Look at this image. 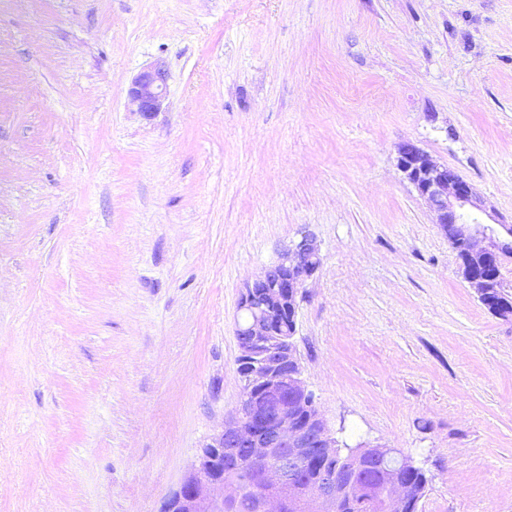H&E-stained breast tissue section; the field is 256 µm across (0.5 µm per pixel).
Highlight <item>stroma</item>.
I'll use <instances>...</instances> for the list:
<instances>
[{
  "label": "stroma",
  "instance_id": "1",
  "mask_svg": "<svg viewBox=\"0 0 512 512\" xmlns=\"http://www.w3.org/2000/svg\"><path fill=\"white\" fill-rule=\"evenodd\" d=\"M409 141L512 224V0H0V512H160L238 408L246 285L306 232L294 342L338 439L410 455L417 512H512V317ZM166 75L164 66L157 63L133 79L129 97L139 112L151 115L160 110L166 88ZM397 166L407 181L425 201L440 230L456 249L463 278L488 306L489 288L500 276L481 273L492 265H500L504 257L512 255V225L497 224L507 236L491 224L480 222L469 215L487 214L484 201L474 188L447 166L438 164L413 142L403 143L398 149ZM489 307V306H488Z\"/></svg>",
  "mask_w": 512,
  "mask_h": 512
}]
</instances>
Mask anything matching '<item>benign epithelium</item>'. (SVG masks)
<instances>
[{
    "mask_svg": "<svg viewBox=\"0 0 512 512\" xmlns=\"http://www.w3.org/2000/svg\"><path fill=\"white\" fill-rule=\"evenodd\" d=\"M165 88L166 70L157 63L133 79L129 97L150 115L160 110ZM397 166L458 252L463 278L490 303L497 276L486 269L512 255V225L497 229L473 217L486 213L484 201L417 144L399 147ZM320 265L316 239L304 234L246 286L236 327L238 410L200 449L161 512H237L244 505L253 512H341L370 495L358 477L366 469L384 488L380 512H406L412 503L414 488L399 477L416 469L409 456L368 443L343 454L317 408L296 415V400L308 395L293 343L296 297Z\"/></svg>",
    "mask_w": 512,
    "mask_h": 512,
    "instance_id": "1",
    "label": "benign epithelium"
}]
</instances>
